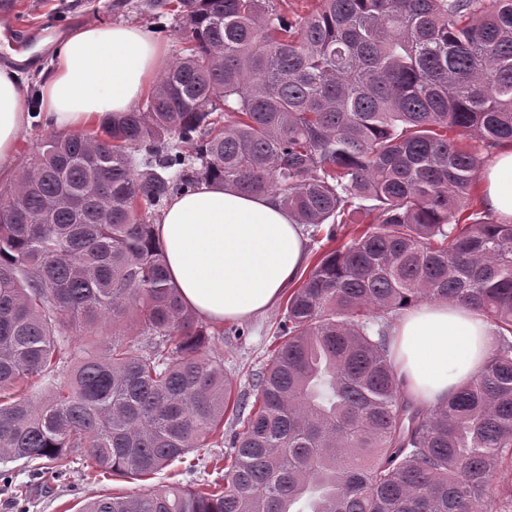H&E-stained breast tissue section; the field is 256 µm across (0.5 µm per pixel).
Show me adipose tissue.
<instances>
[{"label":"adipose tissue","mask_w":512,"mask_h":512,"mask_svg":"<svg viewBox=\"0 0 512 512\" xmlns=\"http://www.w3.org/2000/svg\"><path fill=\"white\" fill-rule=\"evenodd\" d=\"M167 66V41L154 31L125 23L78 27L41 79L44 121L59 130L98 126L130 111ZM30 121L15 71L0 66V174L12 171L17 138ZM482 181L484 205L511 222L512 145L497 149ZM155 235L184 307L213 322L273 308L307 255L301 225L274 197L208 181L171 201ZM394 336L409 393L431 406L476 377L494 346L489 324L456 302L406 311Z\"/></svg>","instance_id":"1"}]
</instances>
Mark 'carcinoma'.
<instances>
[{
    "label": "carcinoma",
    "instance_id": "1",
    "mask_svg": "<svg viewBox=\"0 0 512 512\" xmlns=\"http://www.w3.org/2000/svg\"><path fill=\"white\" fill-rule=\"evenodd\" d=\"M141 6L190 44L141 106L50 136L0 192V460L49 459L33 477L57 482L79 452L138 480L227 447L213 481L77 512H492L512 457V223L474 204L468 141L512 143V0ZM202 180L278 197L314 239L366 225L288 294L250 406L153 234ZM423 302L467 305L496 338L433 408L392 348ZM104 325L105 350L76 356Z\"/></svg>",
    "mask_w": 512,
    "mask_h": 512
}]
</instances>
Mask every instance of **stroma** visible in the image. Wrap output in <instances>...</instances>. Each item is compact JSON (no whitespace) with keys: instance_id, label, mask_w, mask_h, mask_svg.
I'll list each match as a JSON object with an SVG mask.
<instances>
[{"instance_id":"35a3bbf8","label":"stroma","mask_w":512,"mask_h":512,"mask_svg":"<svg viewBox=\"0 0 512 512\" xmlns=\"http://www.w3.org/2000/svg\"><path fill=\"white\" fill-rule=\"evenodd\" d=\"M13 9L0 10V44L14 38L26 45L24 52L0 51V66H10L18 74L17 81L24 98H31L39 89L41 73L48 67L54 51L66 35L77 26L128 23L146 29L165 28L168 33V56L176 58L185 45L187 30L171 14L155 16L135 9H113V0H12ZM285 313L284 303L262 316L243 321L242 335L213 340L211 353L224 361V373L236 393L253 397L252 375L267 358L273 330ZM209 471L197 467L185 471L176 463L150 480L109 478L95 481L88 477L82 456L70 459L65 482L51 483L34 489L27 502V512H77L84 498L110 494H131L172 482L193 484L208 479Z\"/></svg>"}]
</instances>
